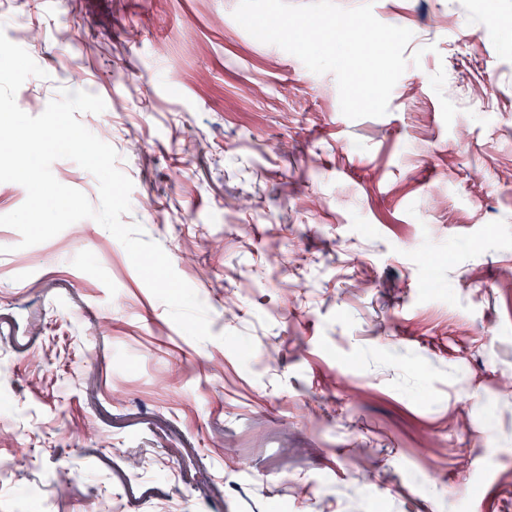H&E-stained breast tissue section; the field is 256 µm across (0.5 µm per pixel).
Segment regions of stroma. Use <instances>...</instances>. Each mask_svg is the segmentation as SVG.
I'll return each mask as SVG.
<instances>
[{
    "label": "stroma",
    "mask_w": 512,
    "mask_h": 512,
    "mask_svg": "<svg viewBox=\"0 0 512 512\" xmlns=\"http://www.w3.org/2000/svg\"><path fill=\"white\" fill-rule=\"evenodd\" d=\"M238 2L0 0L45 72L17 105L86 74L122 220L214 334L96 221L25 249L0 226V512H512V0H374L413 38L387 114L357 120Z\"/></svg>",
    "instance_id": "1"
}]
</instances>
